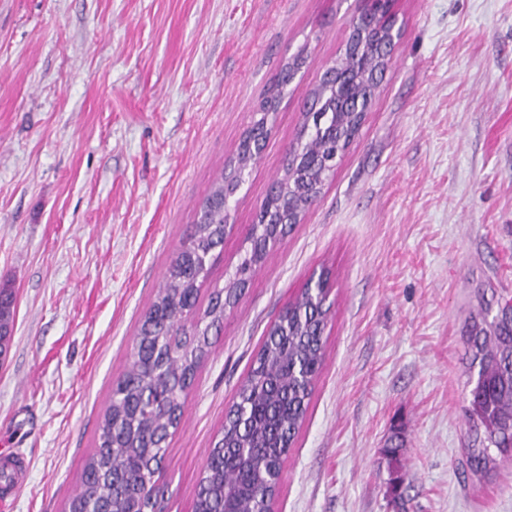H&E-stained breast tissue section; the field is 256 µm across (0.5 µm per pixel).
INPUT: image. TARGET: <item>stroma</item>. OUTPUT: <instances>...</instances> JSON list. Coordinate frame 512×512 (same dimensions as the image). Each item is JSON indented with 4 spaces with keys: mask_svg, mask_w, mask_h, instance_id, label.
<instances>
[{
    "mask_svg": "<svg viewBox=\"0 0 512 512\" xmlns=\"http://www.w3.org/2000/svg\"><path fill=\"white\" fill-rule=\"evenodd\" d=\"M359 0H0V449L26 483L4 512H66L142 316L199 206L294 55L231 196L203 292L224 287L283 175L304 92ZM400 37L358 136L274 243L186 392L159 484L193 512L253 356L329 276L324 364L275 512H512V459H459L480 291L512 296V0H396ZM402 466L393 482L385 454ZM13 450L0 451V465L10 472L16 487H20L26 480L29 470V462L25 457H15ZM1 457L3 461L1 462Z\"/></svg>",
    "mask_w": 512,
    "mask_h": 512,
    "instance_id": "1",
    "label": "stroma"
}]
</instances>
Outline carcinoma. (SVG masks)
<instances>
[{"label":"carcinoma","instance_id":"obj_1","mask_svg":"<svg viewBox=\"0 0 512 512\" xmlns=\"http://www.w3.org/2000/svg\"><path fill=\"white\" fill-rule=\"evenodd\" d=\"M392 26L371 29L348 40L344 56L370 63L382 72L379 46ZM303 64L287 63L278 81V95L264 99L237 148L238 162L256 160L258 143L269 113L276 111L285 88ZM317 108L305 112L300 137L290 147L288 166L274 181L257 216V234L237 267L244 274L261 263L267 244L282 237L281 221L298 219L308 208L302 190L320 192L330 176L329 160L340 140L360 129L365 106L354 110L348 94L334 87L313 88ZM232 175L221 176L200 211L208 223L192 225L165 273V284L148 307L125 371L98 426L95 448L86 459L81 483L68 512H157L161 508L156 474L160 473L171 431L184 415L182 395L212 345L211 336L233 305L241 286L233 278L210 292L199 313L201 287L209 270L196 264L198 254L224 243L225 189ZM327 277L320 274L285 308L279 324L266 337L227 413L224 427L210 449L193 512H263L273 494L276 471L303 423L312 392L308 376L323 364V334L330 307ZM14 294L0 289V343L7 340ZM512 297H480L481 309L471 318L465 336L469 369L477 371L464 409L466 443L462 465L476 476L496 470L512 452Z\"/></svg>","mask_w":512,"mask_h":512}]
</instances>
